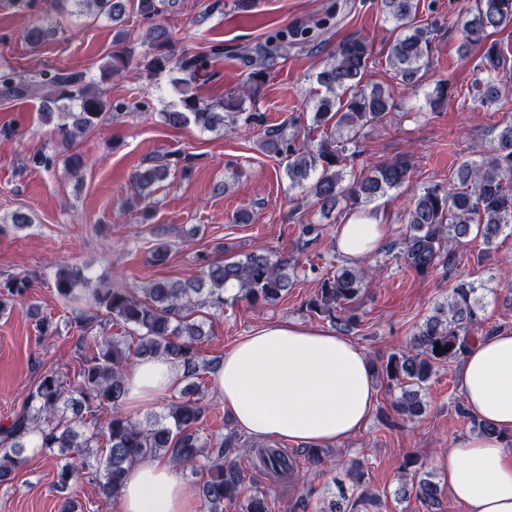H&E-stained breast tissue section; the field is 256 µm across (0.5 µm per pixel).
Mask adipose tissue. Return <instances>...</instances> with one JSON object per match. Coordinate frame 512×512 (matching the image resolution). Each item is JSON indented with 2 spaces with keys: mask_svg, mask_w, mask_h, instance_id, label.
<instances>
[{
  "mask_svg": "<svg viewBox=\"0 0 512 512\" xmlns=\"http://www.w3.org/2000/svg\"><path fill=\"white\" fill-rule=\"evenodd\" d=\"M385 227L363 218L340 225L336 250L359 261L384 239ZM182 372L163 357L127 373V406H147L175 390ZM374 371L351 338L293 320L259 327L225 352L213 389L239 429L256 439L325 447L366 426L377 391ZM458 389L470 412L494 435H464L441 465L449 494L468 512H512V330L472 341L461 357ZM119 512H196L181 471L165 460L131 468L118 491Z\"/></svg>",
  "mask_w": 512,
  "mask_h": 512,
  "instance_id": "1",
  "label": "adipose tissue"
}]
</instances>
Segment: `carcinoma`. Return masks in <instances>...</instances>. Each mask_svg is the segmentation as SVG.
Here are the masks:
<instances>
[{"label":"carcinoma","mask_w":512,"mask_h":512,"mask_svg":"<svg viewBox=\"0 0 512 512\" xmlns=\"http://www.w3.org/2000/svg\"><path fill=\"white\" fill-rule=\"evenodd\" d=\"M59 2H70L80 12L106 15L114 23L125 15L123 0H51L50 5ZM384 7L397 31L390 46L393 78L412 86L423 82L433 29L419 24L417 0H384ZM469 15L462 25L464 38L482 46V69L490 74V80L477 87L476 93L483 103L491 104L499 100L504 79L512 78V58L499 43L487 38L492 30L512 27V0H474ZM50 34L51 29L37 18L27 27L25 39L38 46ZM288 37L286 30L269 35L263 47L246 57L251 68L247 79L225 94L224 100L212 104L193 93V84L215 76L211 63L224 56V44L210 46L207 53L175 55L167 50L171 44L167 30L155 28L154 51L144 57V68L155 75L173 69L182 74L180 104L163 113L166 124L180 128L193 121L209 131L224 126L222 110L239 109L256 96L266 63L288 51ZM368 56L364 42L351 40L339 46L319 72L317 81L325 88V95L317 101L313 126L322 129L323 136L314 149L299 151L280 128H267L261 136L263 150L286 159L290 184L303 188L324 211L336 208L342 198L357 208L410 183V166L403 160L377 163L365 176L344 183L343 171L355 155L351 147L358 144L366 129L385 123L394 108L390 95L382 89L360 87ZM130 57L125 48L113 52L108 61L110 75H126ZM0 87L6 97L40 100L41 120L59 117L53 133L62 142H73L112 118L108 101L82 72L58 69L28 76L8 71L0 74ZM168 168L169 163L163 162L134 172L137 194L148 199ZM510 226L512 120L501 126L489 156L458 165L456 181L448 189L433 185L411 199L405 233L400 241L387 246L386 255L397 252L405 265L425 275L440 264L454 263V254L446 249L447 241H460L474 232L490 245ZM288 268V258H275L271 252L257 249L215 259L195 281L151 280L141 288V299L127 288L92 289L91 307L81 313L80 321L98 322L106 316L132 325L139 332L137 344L132 347L116 336H96L91 349L80 357L74 379H64L51 370L43 372L22 410L0 426V481L8 480L23 464V453L34 436L40 452L57 454L64 461L57 466L56 487L61 493L72 481L92 472L99 476L103 494L109 496L137 463L167 457L179 466L195 469L203 458L205 476L198 494L204 512H224L226 504L235 512H268L266 494L246 490L235 461L230 459L233 449L242 443L241 437L232 432L211 448L201 441L199 423L204 408L197 401L181 396L168 405L165 414L144 423L125 415L122 407L126 404V362L130 355L139 359L167 357L183 368L184 379L199 377L209 369V362L196 346L204 331L191 319L195 307L224 306L229 284L236 290L235 300L244 299L253 306L272 304L293 286ZM81 282H89V277L77 267L61 265L55 273L56 291L66 299ZM370 283L365 271L339 265L320 278L317 293L306 302V309L338 330L348 331L357 323L354 303ZM29 288L27 276L9 274L1 279L0 309H4L5 295L22 297ZM476 293L471 283L457 285L417 328L406 349L392 354L381 366L388 382L403 386L394 402L400 420L413 421L422 415L417 387L429 380L435 365L462 356L474 339L472 331L480 322L482 308ZM103 410L111 411L104 427L98 422ZM457 412L469 420L472 430L495 434L464 405H458ZM101 439L106 444L102 449L97 447ZM251 453L257 454L258 470L283 477L288 483L303 482L288 450L261 444ZM353 479L355 497L331 499L318 512H370L369 507L377 506V496L363 484L356 468ZM404 482L398 496L415 497L425 512H442L443 492L438 483L417 476L415 470L405 473Z\"/></svg>","instance_id":"1"}]
</instances>
